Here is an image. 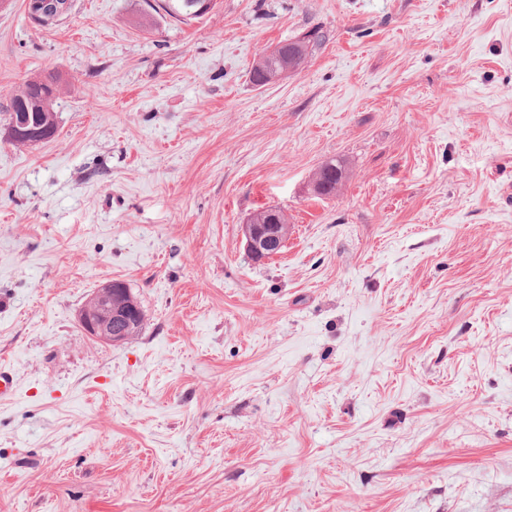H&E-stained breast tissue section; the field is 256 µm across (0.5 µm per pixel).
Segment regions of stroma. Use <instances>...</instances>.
Wrapping results in <instances>:
<instances>
[{
    "mask_svg": "<svg viewBox=\"0 0 512 512\" xmlns=\"http://www.w3.org/2000/svg\"><path fill=\"white\" fill-rule=\"evenodd\" d=\"M135 10H0V512H512V0ZM50 74L55 136L8 142ZM112 280L144 321L110 345ZM28 17L41 24H51L67 15L70 0H27ZM161 2H163L161 7L165 13L180 21H191L205 15L196 13L198 6L195 0H163ZM282 70L281 62L273 57H266L263 55L256 64L250 70V78L254 85L256 86H265L270 84L271 77L278 74ZM292 72V66L290 64H285L281 73L273 78L274 81H277ZM341 182V169L333 161L323 164L314 177V187L319 196H333ZM273 210H276L280 219L286 224H282L278 218L262 222L250 217L246 224L241 226V233L245 238V247L254 259L261 260L276 254L288 237V220L280 209L263 208L257 210L254 214L265 215L266 212ZM126 287L125 283L113 280L97 289L88 299L78 316L79 324L87 334L110 344H118L135 333L142 313ZM117 297L126 300L131 297L133 301L129 299L115 304Z\"/></svg>",
    "mask_w": 512,
    "mask_h": 512,
    "instance_id": "1",
    "label": "stroma"
}]
</instances>
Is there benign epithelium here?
Instances as JSON below:
<instances>
[{
  "label": "benign epithelium",
  "mask_w": 512,
  "mask_h": 512,
  "mask_svg": "<svg viewBox=\"0 0 512 512\" xmlns=\"http://www.w3.org/2000/svg\"><path fill=\"white\" fill-rule=\"evenodd\" d=\"M28 17L41 24H51L67 15L70 0H26ZM53 129L30 123L26 116L8 127L7 137L22 145H35L50 139ZM245 247L254 259L275 254L288 237V225L280 220L258 221L251 217L241 226ZM83 330L102 341L118 344L133 335L142 313L129 299V289L121 281H110L97 289L79 312Z\"/></svg>",
  "instance_id": "1"
}]
</instances>
